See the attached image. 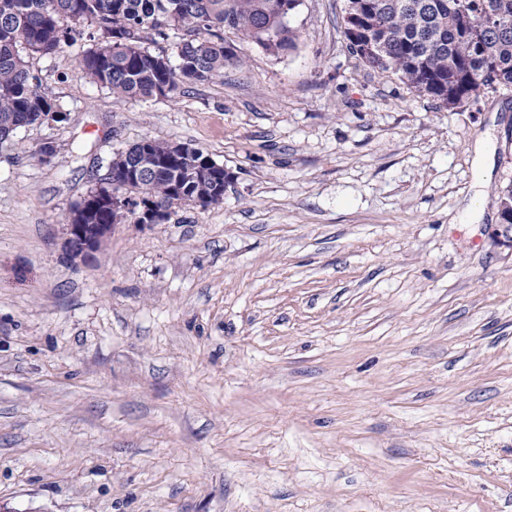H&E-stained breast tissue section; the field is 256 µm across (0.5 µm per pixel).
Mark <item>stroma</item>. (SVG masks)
Instances as JSON below:
<instances>
[{
	"mask_svg": "<svg viewBox=\"0 0 512 512\" xmlns=\"http://www.w3.org/2000/svg\"><path fill=\"white\" fill-rule=\"evenodd\" d=\"M344 6L300 0L294 49L171 99L97 87L80 40L33 58L68 119L0 144V506L512 512V88L441 109L357 60ZM146 137L233 172L223 203L66 261ZM498 200L500 207L503 208V212H511L512 210V190L498 192ZM498 204L499 209V223L495 225L491 231V238L496 246L504 250H508L512 255V215L508 216L506 220L501 212V208Z\"/></svg>",
	"mask_w": 512,
	"mask_h": 512,
	"instance_id": "stroma-1",
	"label": "stroma"
}]
</instances>
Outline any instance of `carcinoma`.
Returning a JSON list of instances; mask_svg holds the SVG:
<instances>
[{"instance_id":"1","label":"carcinoma","mask_w":512,"mask_h":512,"mask_svg":"<svg viewBox=\"0 0 512 512\" xmlns=\"http://www.w3.org/2000/svg\"><path fill=\"white\" fill-rule=\"evenodd\" d=\"M300 0H0V138L15 136L52 112L63 111L41 90L30 59L51 55L88 27L92 46L79 65L112 94L152 100L165 88L224 76L244 62L255 43L272 55L295 45L287 17ZM365 21L349 50L366 67L391 72L421 95L450 110L475 101L494 85L512 87V0H347L345 14ZM233 30L229 42L221 30ZM181 33L177 63L165 50L143 46L145 35ZM129 185L168 209L176 200L215 202L232 184L221 164L201 149L168 152L163 141H144L113 154L95 191L96 207L77 203L70 213L86 224L137 222L135 212L112 207V185Z\"/></svg>"}]
</instances>
